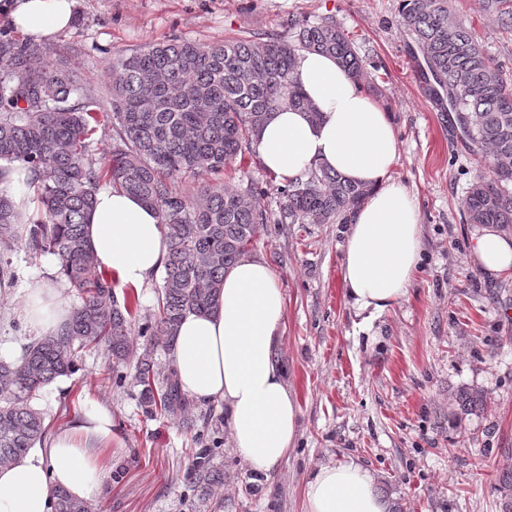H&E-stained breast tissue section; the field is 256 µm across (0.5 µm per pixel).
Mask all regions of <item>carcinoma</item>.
<instances>
[{
  "mask_svg": "<svg viewBox=\"0 0 512 512\" xmlns=\"http://www.w3.org/2000/svg\"><path fill=\"white\" fill-rule=\"evenodd\" d=\"M450 0H400V25L423 50L428 71L448 94L465 136L483 149L491 177L475 180L465 199L469 224L512 230V89L471 30L455 19ZM499 25L512 31V0H486ZM291 39L239 36L223 42L156 43L112 64V119L117 138L107 161L95 158L91 136L98 104L83 76L54 66L37 45L0 34V161L20 163L35 187L37 213L24 216L0 195V245L23 238L56 257L60 274L81 302L55 333L24 347L12 362L0 360V463L27 453L44 438V421L32 400L56 378L72 372L80 351L106 347L124 360L131 349L129 304L114 297L98 272L85 235L86 217L101 182L135 195L156 209L166 229L167 255L158 296V319L140 328L150 343L173 346L188 312L216 307L224 273L252 244L258 225L331 224L369 194L341 174L312 169L280 189L270 215L254 202V188L231 183L202 187L191 204L175 177L216 174L234 162L276 108L308 107L293 79L302 52L336 58L368 88L375 79L346 30L334 20L288 19ZM140 401L149 412L184 411L175 375L160 380L151 352L136 366ZM479 391L453 398L457 420L483 409ZM206 493L223 479L201 456L193 465ZM54 512H91L61 490Z\"/></svg>",
  "mask_w": 512,
  "mask_h": 512,
  "instance_id": "carcinoma-1",
  "label": "carcinoma"
}]
</instances>
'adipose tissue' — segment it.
Here are the masks:
<instances>
[{
    "label": "adipose tissue",
    "mask_w": 512,
    "mask_h": 512,
    "mask_svg": "<svg viewBox=\"0 0 512 512\" xmlns=\"http://www.w3.org/2000/svg\"><path fill=\"white\" fill-rule=\"evenodd\" d=\"M73 8L74 0H15L10 16L30 39L46 44L71 26ZM294 78L311 111L273 112L254 144L281 181L327 167L370 188L351 214L342 262L346 294L367 329L406 296L421 262L418 206L394 174L397 131L334 57L301 53ZM85 231L99 270L123 285L141 287L163 266L165 228L158 212L137 197L100 186ZM469 258L491 278L511 273L512 234L481 228L471 237ZM285 308L270 265L243 256L224 275L217 309L186 314L172 350L182 390L201 404L224 402L233 448L265 476L287 457L297 435V402L275 357ZM70 312L58 289L28 288L24 315L40 334L55 331ZM114 439L110 412L90 405L43 448L0 466V512H52L60 489L83 501L97 499L108 475L104 452ZM305 506V512H388L372 471L353 461L319 467L305 485Z\"/></svg>",
    "instance_id": "obj_1"
}]
</instances>
